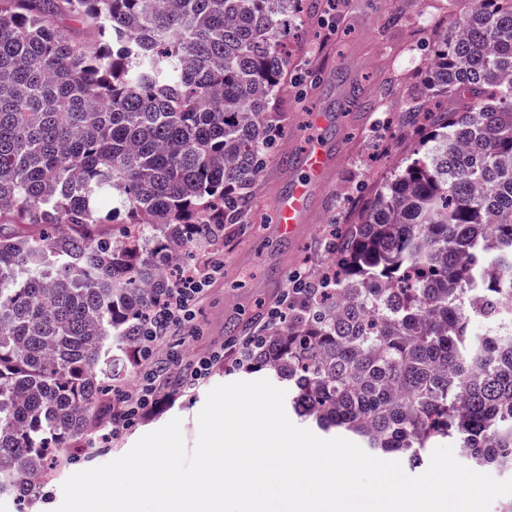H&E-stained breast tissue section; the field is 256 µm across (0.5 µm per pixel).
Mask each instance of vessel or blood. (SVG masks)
<instances>
[{"label":"vessel or blood","instance_id":"vessel-or-blood-1","mask_svg":"<svg viewBox=\"0 0 512 512\" xmlns=\"http://www.w3.org/2000/svg\"><path fill=\"white\" fill-rule=\"evenodd\" d=\"M338 156V151L325 141H311L301 159L304 177L293 182L288 192L276 201L278 222L283 233L295 235L298 227L310 220V198L331 177Z\"/></svg>","mask_w":512,"mask_h":512}]
</instances>
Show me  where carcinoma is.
I'll use <instances>...</instances> for the list:
<instances>
[{
  "mask_svg": "<svg viewBox=\"0 0 512 512\" xmlns=\"http://www.w3.org/2000/svg\"><path fill=\"white\" fill-rule=\"evenodd\" d=\"M300 2L0 0V227L48 228L0 234V494L36 495L48 450L112 414L175 249L217 250L248 215ZM426 84L399 113L413 160L240 367L373 453L419 464L448 439L512 472V0L437 35Z\"/></svg>",
  "mask_w": 512,
  "mask_h": 512,
  "instance_id": "carcinoma-1",
  "label": "carcinoma"
}]
</instances>
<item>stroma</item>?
<instances>
[{
	"label": "stroma",
	"mask_w": 512,
	"mask_h": 512,
	"mask_svg": "<svg viewBox=\"0 0 512 512\" xmlns=\"http://www.w3.org/2000/svg\"><path fill=\"white\" fill-rule=\"evenodd\" d=\"M467 10L465 0H321L317 12L290 16L283 33L291 48L290 76L276 101L281 135L256 180L245 223L229 234L220 250L223 269L205 286L190 321L157 345L153 364L163 405L110 441L97 433L82 439L28 505L0 495V512H55L71 474L123 456L140 437L173 418H180L185 443L194 447L198 414L208 392L245 378L227 326L259 299L264 303L261 317L237 338L269 333L272 312L292 278H315L326 265L323 236L328 226L348 223L357 202L407 164V135L389 117L422 90L433 35ZM314 113L327 114L328 123L312 126ZM341 135L346 152L329 183L313 197L310 223L301 226L298 237L288 238L275 222L274 208L277 197L303 174L302 147L310 138L333 142ZM216 351L223 353V360L194 388H185L187 365Z\"/></svg>",
	"instance_id": "stroma-1"
}]
</instances>
